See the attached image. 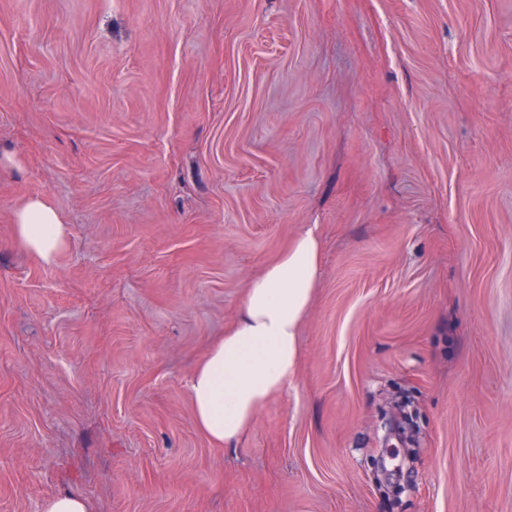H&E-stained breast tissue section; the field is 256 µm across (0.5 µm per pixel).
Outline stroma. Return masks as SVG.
<instances>
[{
    "label": "stroma",
    "instance_id": "35a3bbf8",
    "mask_svg": "<svg viewBox=\"0 0 512 512\" xmlns=\"http://www.w3.org/2000/svg\"><path fill=\"white\" fill-rule=\"evenodd\" d=\"M3 152L0 512H512V0H0ZM309 227L298 374L215 447L193 370ZM15 243L27 255L46 264L67 243V227L50 197L31 196L14 211ZM45 512H89L86 501L75 495L62 494L52 498Z\"/></svg>",
    "mask_w": 512,
    "mask_h": 512
}]
</instances>
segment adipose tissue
Listing matches in <instances>:
<instances>
[{
	"label": "adipose tissue",
	"mask_w": 512,
	"mask_h": 512,
	"mask_svg": "<svg viewBox=\"0 0 512 512\" xmlns=\"http://www.w3.org/2000/svg\"><path fill=\"white\" fill-rule=\"evenodd\" d=\"M15 243L52 263L67 243V227L50 197L32 196L14 211ZM322 242L315 229L298 235L246 285L235 321L194 370L189 392L200 432L231 447L259 411L294 381L301 360L300 328L315 291Z\"/></svg>",
	"instance_id": "1"
}]
</instances>
